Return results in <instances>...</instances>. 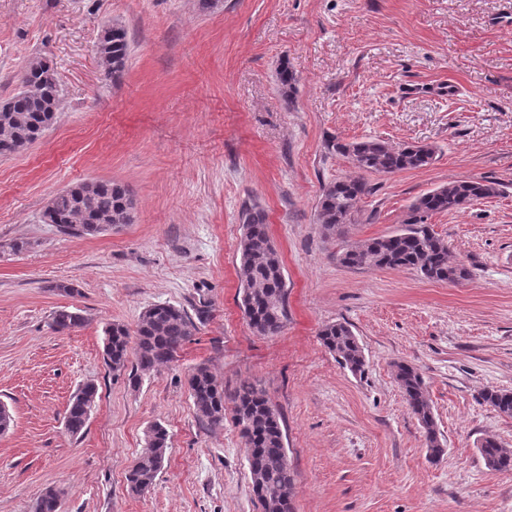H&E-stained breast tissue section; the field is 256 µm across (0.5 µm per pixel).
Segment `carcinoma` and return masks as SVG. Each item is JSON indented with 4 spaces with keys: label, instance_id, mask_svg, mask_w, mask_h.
<instances>
[{
    "label": "carcinoma",
    "instance_id": "carcinoma-1",
    "mask_svg": "<svg viewBox=\"0 0 512 512\" xmlns=\"http://www.w3.org/2000/svg\"><path fill=\"white\" fill-rule=\"evenodd\" d=\"M96 54L105 75L119 78L130 54L127 31L118 25L107 28L97 44ZM59 103L60 85L55 70L43 62L27 67L19 90L0 102V155L18 153L36 142L53 123ZM337 149L348 156L358 170L375 174L420 168L431 163L435 156L431 146L394 147L381 140L340 144ZM370 192L371 188L360 177L337 180L325 186L318 203V222L323 234L327 237L346 234L357 203ZM493 192L494 187L483 180H461L440 186L412 204L409 218L400 231L344 248L336 253V259L347 267L410 268L435 282L465 281L471 277V271L448 258V242L419 226L432 214L462 210L466 204ZM127 206V188L118 183L94 181L88 195L82 199L69 191L56 194L43 217L65 234L91 235L93 231L87 221L124 224ZM238 277L243 287L242 308L250 327L260 336L279 335L286 320L284 266L280 252L268 235L266 213L258 206L244 214ZM83 321L79 312L64 307L54 312L51 327L64 332ZM196 330L184 309L172 304L153 305L142 313L132 332L120 324L106 327V361L114 371H121L130 363L142 372L152 371L159 364L173 360ZM319 336L322 345L336 356L342 367L354 374L364 372V353L348 324H329ZM395 376L411 413L424 431L429 460H440L444 448L422 374L410 365L398 364ZM189 393L197 414L214 428L224 425L225 401L233 403L245 445L252 449L253 470L249 474L255 473L260 479V483L252 484V489H262L270 500L293 494L294 472L288 461L282 419L262 389L254 384H242L226 394L208 367L199 365L189 373ZM96 395V386L86 383L72 396L65 413V428L69 434L76 436L84 431ZM480 400L498 413L512 416L511 391L488 388L480 394ZM167 450L166 428L153 425L127 475L132 492L143 494L154 486ZM479 452L488 468L501 472L512 470V449L504 447L495 437H485ZM57 509L58 494L52 488L47 489L34 506V512H57Z\"/></svg>",
    "mask_w": 512,
    "mask_h": 512
}]
</instances>
